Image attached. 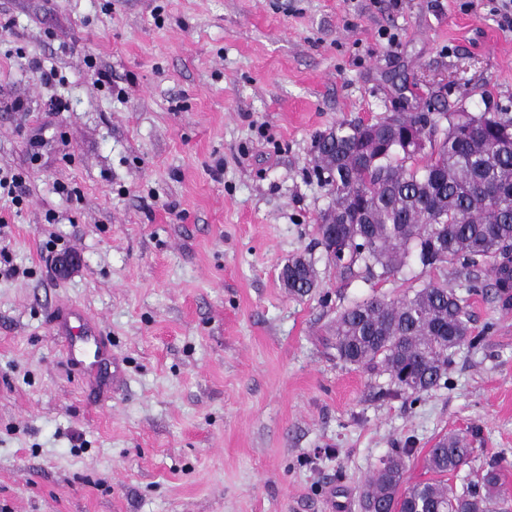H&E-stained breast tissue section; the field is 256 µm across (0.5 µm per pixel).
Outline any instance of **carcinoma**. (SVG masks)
<instances>
[{
	"instance_id": "1",
	"label": "carcinoma",
	"mask_w": 512,
	"mask_h": 512,
	"mask_svg": "<svg viewBox=\"0 0 512 512\" xmlns=\"http://www.w3.org/2000/svg\"><path fill=\"white\" fill-rule=\"evenodd\" d=\"M377 125L384 131L377 143L356 122H341L316 141L313 172L332 196L318 225L327 259L341 274L368 280L393 277L412 258L432 270L451 266L465 272L459 287L470 292L488 277L502 304L512 305V112H392ZM413 126L430 141L419 156L397 149ZM284 267L290 293L318 287L306 256ZM457 288L432 280L397 299L371 297L340 310L338 358L387 375L386 393L418 401L441 385L453 349L480 342ZM412 453L394 448L382 460L362 492L365 512H491L505 498L495 463L459 491L448 484L472 454L464 435L439 438L425 459L432 477L406 487Z\"/></svg>"
}]
</instances>
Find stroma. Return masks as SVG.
<instances>
[{
    "label": "stroma",
    "instance_id": "35a3bbf8",
    "mask_svg": "<svg viewBox=\"0 0 512 512\" xmlns=\"http://www.w3.org/2000/svg\"><path fill=\"white\" fill-rule=\"evenodd\" d=\"M501 0H0V512H362L409 448L470 434L454 487L512 496V309L468 295L480 348L413 402L326 345L337 310L451 270L343 278L318 244L316 139L344 121L512 111ZM112 76L94 85L91 70ZM68 193H59V185ZM80 256L58 276L47 258ZM311 258L319 286L279 273ZM98 322L121 362L84 373L55 327ZM25 179L19 173H9L0 167V193L3 192L10 196L12 202L16 207L22 205L23 197L26 194L25 187L23 186V181ZM284 282L288 285V291L296 295H307L318 287V278L314 263L304 255H297L284 264Z\"/></svg>",
    "mask_w": 512,
    "mask_h": 512
}]
</instances>
